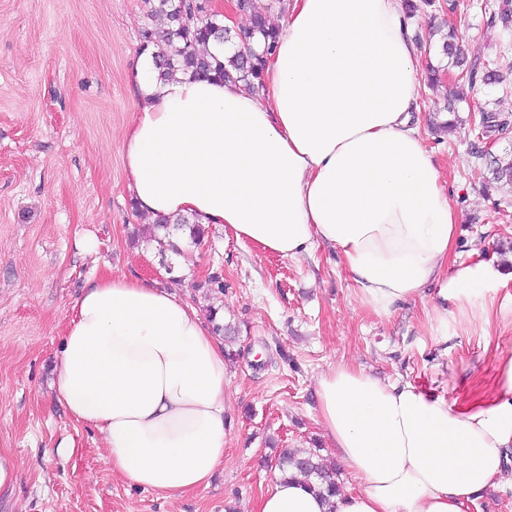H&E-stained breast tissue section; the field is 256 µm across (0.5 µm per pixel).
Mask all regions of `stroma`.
Segmentation results:
<instances>
[{
  "label": "stroma",
  "instance_id": "obj_1",
  "mask_svg": "<svg viewBox=\"0 0 512 512\" xmlns=\"http://www.w3.org/2000/svg\"><path fill=\"white\" fill-rule=\"evenodd\" d=\"M457 2L456 40L497 61L504 80L468 92L438 134L454 82L420 87L418 119L460 216L458 256L512 271V188L493 183L487 159L512 152V134L489 146L478 126L479 109L512 113V29ZM145 23L142 0H0V452L19 467L0 512H254L278 449L331 458L315 381L343 360L459 407L492 399L498 355L512 348V280L488 298L489 326L452 317L442 336L430 327L431 298L377 315L323 246L287 259L212 224L198 240L182 230L183 253L159 249L125 166L128 75ZM106 271L158 281L229 328L231 427L209 486L167 496L127 484L107 466L102 435L51 387L74 303Z\"/></svg>",
  "mask_w": 512,
  "mask_h": 512
}]
</instances>
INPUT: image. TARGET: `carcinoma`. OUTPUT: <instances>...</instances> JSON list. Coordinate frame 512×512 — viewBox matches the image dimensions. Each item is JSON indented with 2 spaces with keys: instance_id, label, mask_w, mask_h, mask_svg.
<instances>
[{
  "instance_id": "1",
  "label": "carcinoma",
  "mask_w": 512,
  "mask_h": 512,
  "mask_svg": "<svg viewBox=\"0 0 512 512\" xmlns=\"http://www.w3.org/2000/svg\"><path fill=\"white\" fill-rule=\"evenodd\" d=\"M147 23L140 33V50L147 55L160 81L176 72L193 79L218 78L225 81L243 82L257 89L262 86L266 65L264 55L250 46L253 35H261L267 41L266 51H271L277 36V27L270 23L268 10L272 5L258 6L255 0H244L242 10L250 14L251 27L241 36V46L234 49L230 30L221 28L219 17L201 14L195 0H143ZM502 23L512 26V0H500L497 11L489 17V25ZM442 55L451 59L450 66L457 69L456 82L471 88L478 84L489 86L500 81L501 75L493 62L479 57L467 60L463 50L451 42V32L442 35ZM481 135L486 138H502L507 129L509 116L497 110L479 109ZM493 180L501 185L512 186V154L493 157ZM159 227L180 230L190 226L193 239H200L203 229L190 224L185 216L158 215ZM279 468H287L310 478L317 477L322 489L329 496L339 492L336 468L315 454H300L282 448L278 458Z\"/></svg>"
}]
</instances>
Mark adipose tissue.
I'll list each match as a JSON object with an SVG mask.
<instances>
[{
	"label": "adipose tissue",
	"instance_id": "ef3b65f1",
	"mask_svg": "<svg viewBox=\"0 0 512 512\" xmlns=\"http://www.w3.org/2000/svg\"><path fill=\"white\" fill-rule=\"evenodd\" d=\"M418 52L403 0H291L259 90L181 74L160 82L136 62L124 140L137 211L221 224L283 258L334 249L379 315L439 283L431 321L447 325L448 302L505 276L455 252L459 216L411 120ZM226 357L196 306L106 272L74 304L53 386L102 434L114 474L179 495L224 461ZM496 371L495 397L462 410L361 366H331L316 381L319 424L360 490L326 499L288 474L256 512H466L512 459V349Z\"/></svg>",
	"mask_w": 512,
	"mask_h": 512
}]
</instances>
